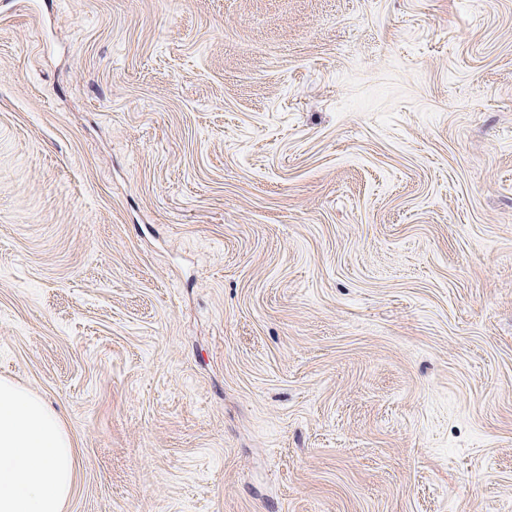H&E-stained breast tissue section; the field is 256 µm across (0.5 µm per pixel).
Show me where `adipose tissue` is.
<instances>
[{
    "mask_svg": "<svg viewBox=\"0 0 512 512\" xmlns=\"http://www.w3.org/2000/svg\"><path fill=\"white\" fill-rule=\"evenodd\" d=\"M75 473L59 417L33 392L0 379V512H63Z\"/></svg>",
    "mask_w": 512,
    "mask_h": 512,
    "instance_id": "1",
    "label": "adipose tissue"
}]
</instances>
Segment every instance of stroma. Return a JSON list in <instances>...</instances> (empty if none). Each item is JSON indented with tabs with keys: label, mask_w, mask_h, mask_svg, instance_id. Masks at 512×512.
I'll use <instances>...</instances> for the list:
<instances>
[{
	"label": "stroma",
	"mask_w": 512,
	"mask_h": 512,
	"mask_svg": "<svg viewBox=\"0 0 512 512\" xmlns=\"http://www.w3.org/2000/svg\"><path fill=\"white\" fill-rule=\"evenodd\" d=\"M66 512H512V0H0V378Z\"/></svg>",
	"instance_id": "obj_1"
}]
</instances>
